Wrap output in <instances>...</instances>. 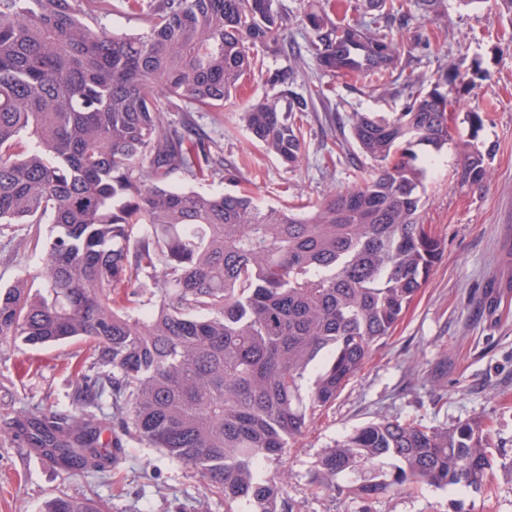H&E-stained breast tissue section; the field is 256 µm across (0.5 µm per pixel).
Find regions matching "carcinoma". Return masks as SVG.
I'll return each instance as SVG.
<instances>
[{
	"instance_id": "obj_1",
	"label": "carcinoma",
	"mask_w": 512,
	"mask_h": 512,
	"mask_svg": "<svg viewBox=\"0 0 512 512\" xmlns=\"http://www.w3.org/2000/svg\"><path fill=\"white\" fill-rule=\"evenodd\" d=\"M145 28L117 36L112 0H0V224H26L39 271L0 289V343L79 342L64 410L22 409L8 430L64 472L112 476L123 437L194 469L231 512H292L267 463L286 456L390 336L444 250L424 221L425 159L452 138L448 95L404 80L403 111L354 113L374 162L358 185L262 208L243 189L198 192L175 177L222 172L217 144L171 112H222L259 52L292 53L240 113L269 155L304 149L301 61L391 78L401 46L381 20L438 14L441 0H366L361 18L305 14L287 40L273 0H123ZM485 156L464 152L461 182ZM50 224L46 237L39 225ZM108 430L111 438L100 441ZM494 465L480 419L451 427L382 418L324 449L313 490L338 480L370 500L405 489L481 491ZM46 512H109L94 497Z\"/></svg>"
}]
</instances>
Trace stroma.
<instances>
[{
    "mask_svg": "<svg viewBox=\"0 0 512 512\" xmlns=\"http://www.w3.org/2000/svg\"><path fill=\"white\" fill-rule=\"evenodd\" d=\"M333 4L336 13L359 18V0H273L289 37L304 41L303 15ZM402 45L404 75L445 77L454 104L452 138L429 151L425 221L445 244L443 255L392 336L353 377L335 403L310 426L297 447L269 471L282 473L293 512H512V23L495 0H441L430 18L409 26L392 23ZM473 74L454 81V71ZM489 80H481V73ZM327 86L304 116L305 149L295 167L266 155L239 120L267 86L248 78L220 112H197L198 127L219 146L225 164L237 168L239 187L257 205L279 207L356 185L360 168L371 167L350 138L348 116L402 111L400 84L324 76L312 62L301 66L299 84ZM480 109L482 124L470 113ZM486 156L487 174L476 185L460 181L465 146ZM23 224L0 233V288L24 269L37 270L40 251L24 243ZM78 343L45 348L0 344V430L20 407H66L72 393L71 357ZM451 426L482 419L492 430L495 465L482 492L429 486L364 500L345 491L314 493L310 469L317 455L353 428L380 417ZM128 456L112 479L65 475L20 441L0 440V512H43L54 498L94 493L111 512H225L189 466L156 448L129 441Z\"/></svg>",
    "mask_w": 512,
    "mask_h": 512,
    "instance_id": "35a3bbf8",
    "label": "stroma"
}]
</instances>
